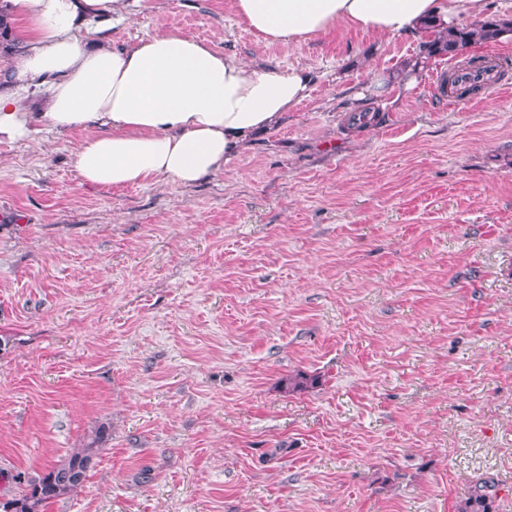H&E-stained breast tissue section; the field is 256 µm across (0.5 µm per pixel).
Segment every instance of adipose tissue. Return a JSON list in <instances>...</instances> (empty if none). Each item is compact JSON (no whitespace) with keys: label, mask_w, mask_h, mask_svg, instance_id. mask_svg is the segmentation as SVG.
I'll return each mask as SVG.
<instances>
[{"label":"adipose tissue","mask_w":512,"mask_h":512,"mask_svg":"<svg viewBox=\"0 0 512 512\" xmlns=\"http://www.w3.org/2000/svg\"><path fill=\"white\" fill-rule=\"evenodd\" d=\"M7 3L27 39L0 88V144L82 132L74 169L84 186H192L309 96L306 68L259 67L178 33L113 48L98 26L122 17L125 0ZM233 9L267 40L303 42L339 25L412 36L435 17L477 22L487 0H233Z\"/></svg>","instance_id":"adipose-tissue-1"}]
</instances>
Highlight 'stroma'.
I'll return each instance as SVG.
<instances>
[{
  "mask_svg": "<svg viewBox=\"0 0 512 512\" xmlns=\"http://www.w3.org/2000/svg\"><path fill=\"white\" fill-rule=\"evenodd\" d=\"M168 32L310 96L190 188L81 186L77 132L0 144V499L103 427L44 512H456L486 478L512 512V36L465 49L508 65L458 105L448 58L400 79L425 30L128 0L110 38ZM361 88L383 122L350 133Z\"/></svg>",
  "mask_w": 512,
  "mask_h": 512,
  "instance_id": "35a3bbf8",
  "label": "stroma"
}]
</instances>
